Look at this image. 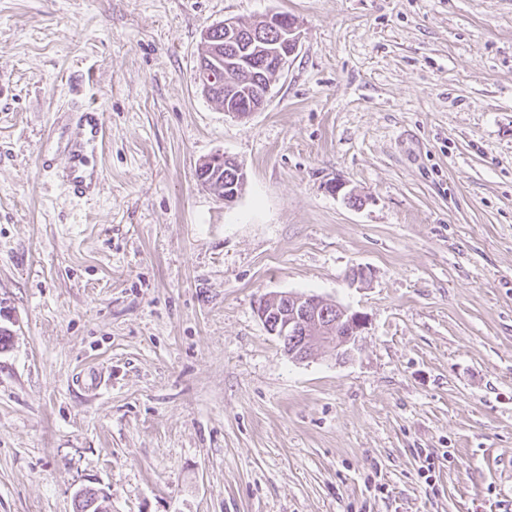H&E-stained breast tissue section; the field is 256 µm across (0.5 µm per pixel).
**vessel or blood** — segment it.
<instances>
[{"label":"vessel or blood","instance_id":"b4317fda","mask_svg":"<svg viewBox=\"0 0 512 512\" xmlns=\"http://www.w3.org/2000/svg\"><path fill=\"white\" fill-rule=\"evenodd\" d=\"M108 142V124L104 109L96 104L83 108L67 140L65 182L72 194L86 197L93 193L100 176L90 169L89 158L104 150Z\"/></svg>","mask_w":512,"mask_h":512}]
</instances>
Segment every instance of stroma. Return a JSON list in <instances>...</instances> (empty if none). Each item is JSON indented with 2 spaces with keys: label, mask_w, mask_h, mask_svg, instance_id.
Wrapping results in <instances>:
<instances>
[{
  "label": "stroma",
  "mask_w": 512,
  "mask_h": 512,
  "mask_svg": "<svg viewBox=\"0 0 512 512\" xmlns=\"http://www.w3.org/2000/svg\"><path fill=\"white\" fill-rule=\"evenodd\" d=\"M272 11L300 48L240 121L201 34ZM83 103L76 200L40 159ZM274 292L367 327L292 361ZM1 325L0 512H512V0H0ZM106 111L97 104L79 112V118L67 140L65 182L72 194L86 197L93 193L101 176L89 170V157L103 151L108 142ZM205 164V166H203ZM217 166H221V170L224 171V168H227L228 171L225 173V176L230 173L231 176L229 179L232 180V184H228V186L222 190L223 194L219 197L224 200L225 205L233 204L239 197L240 191L242 189V183L245 182V173L239 163L235 158L229 156L227 154H216L207 159L202 160L198 164L197 172L200 174L202 171L206 172L203 174L201 178H199V183H202L203 180L216 168ZM208 170V171H207Z\"/></svg>",
  "instance_id": "1"
}]
</instances>
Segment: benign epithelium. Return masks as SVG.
Segmentation results:
<instances>
[{
  "instance_id": "obj_1",
  "label": "benign epithelium",
  "mask_w": 512,
  "mask_h": 512,
  "mask_svg": "<svg viewBox=\"0 0 512 512\" xmlns=\"http://www.w3.org/2000/svg\"><path fill=\"white\" fill-rule=\"evenodd\" d=\"M261 21L268 26L283 24L281 48L276 50L277 60L273 63L275 75L278 76L297 53L301 34L297 22L279 12L269 13ZM269 91L267 87L263 93L226 108L224 112L238 120H247L263 108ZM218 166L228 169L230 173L232 184L223 189L220 198L224 204L231 205L239 197L245 173L236 159L227 154H216L202 160L197 172H211ZM257 314L268 333L279 339L283 352L293 361L309 359L314 348L321 345L335 349L336 356L343 358L367 325L366 316L358 311L317 295L298 293L266 296L259 304Z\"/></svg>"
}]
</instances>
